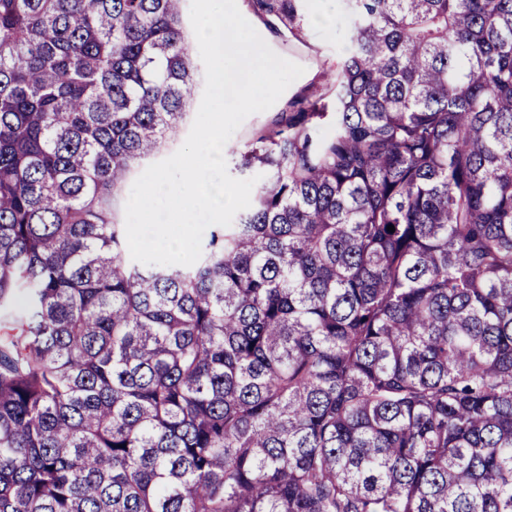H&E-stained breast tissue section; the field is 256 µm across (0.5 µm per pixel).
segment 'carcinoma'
<instances>
[{"label": "carcinoma", "instance_id": "1", "mask_svg": "<svg viewBox=\"0 0 512 512\" xmlns=\"http://www.w3.org/2000/svg\"><path fill=\"white\" fill-rule=\"evenodd\" d=\"M184 2L0 0V512H512V0H343L251 205L145 265Z\"/></svg>", "mask_w": 512, "mask_h": 512}]
</instances>
